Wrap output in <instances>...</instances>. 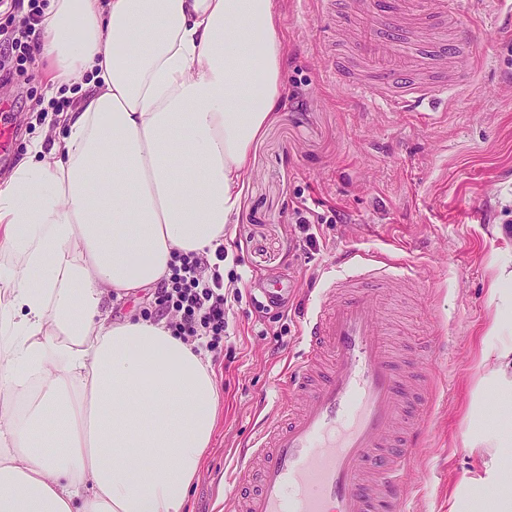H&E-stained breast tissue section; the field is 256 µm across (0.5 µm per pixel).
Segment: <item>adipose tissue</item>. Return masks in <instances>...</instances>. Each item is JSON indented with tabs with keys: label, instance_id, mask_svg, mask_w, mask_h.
<instances>
[{
	"label": "adipose tissue",
	"instance_id": "ef3b65f1",
	"mask_svg": "<svg viewBox=\"0 0 512 512\" xmlns=\"http://www.w3.org/2000/svg\"><path fill=\"white\" fill-rule=\"evenodd\" d=\"M38 27L55 88L79 85L0 180V512H185L220 394L205 349L165 321L117 316L177 255L215 252L255 143L284 105L275 0H49ZM489 293L512 390V269ZM512 512V424L465 436Z\"/></svg>",
	"mask_w": 512,
	"mask_h": 512
}]
</instances>
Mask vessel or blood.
Listing matches in <instances>:
<instances>
[{"instance_id": "vessel-or-blood-1", "label": "vessel or blood", "mask_w": 512, "mask_h": 512, "mask_svg": "<svg viewBox=\"0 0 512 512\" xmlns=\"http://www.w3.org/2000/svg\"><path fill=\"white\" fill-rule=\"evenodd\" d=\"M445 25L452 34L439 58L465 83L475 34L450 0H358L346 48L363 72L331 71L327 79L395 110L417 104L437 112L449 84L418 79L426 63L411 45ZM396 280L415 283L419 274L358 251L326 267L303 317V349L234 476L242 483L258 473L259 487L235 499L233 512H403L404 459L420 432L402 422L419 386L395 358L377 303Z\"/></svg>"}]
</instances>
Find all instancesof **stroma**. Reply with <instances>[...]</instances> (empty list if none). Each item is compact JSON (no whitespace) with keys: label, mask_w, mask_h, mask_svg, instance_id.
<instances>
[{"label":"stroma","mask_w":512,"mask_h":512,"mask_svg":"<svg viewBox=\"0 0 512 512\" xmlns=\"http://www.w3.org/2000/svg\"><path fill=\"white\" fill-rule=\"evenodd\" d=\"M452 2L478 31L475 75L449 91L441 120L430 124L323 86L332 26L317 0H277L286 107L254 151L242 209L224 237V275L241 276L242 298L211 353L222 400L188 512H232L238 452L301 349L300 311L324 266L349 250L397 255L421 273L418 287L381 296L402 355L417 358L427 377L423 436L405 464L408 512H448L461 473L478 468L464 442L468 407L488 371L484 354L500 344L487 332L497 313L493 265L512 264V31L496 29L491 0ZM63 97L38 56L0 84V106L13 118L0 174L43 136L46 108ZM301 202L344 217L304 231L292 219ZM311 232L318 246L307 243ZM278 286L288 290L283 301L257 308L264 289Z\"/></svg>","instance_id":"obj_1"}]
</instances>
